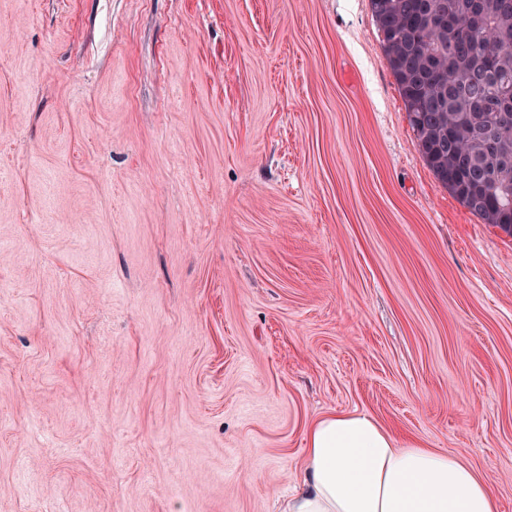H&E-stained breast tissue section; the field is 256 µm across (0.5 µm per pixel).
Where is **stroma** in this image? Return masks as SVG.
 <instances>
[{
    "instance_id": "1",
    "label": "stroma",
    "mask_w": 512,
    "mask_h": 512,
    "mask_svg": "<svg viewBox=\"0 0 512 512\" xmlns=\"http://www.w3.org/2000/svg\"><path fill=\"white\" fill-rule=\"evenodd\" d=\"M350 410L512 512V237L369 0H0V512H278Z\"/></svg>"
}]
</instances>
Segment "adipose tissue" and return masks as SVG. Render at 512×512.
Instances as JSON below:
<instances>
[{
	"label": "adipose tissue",
	"instance_id": "ef3b65f1",
	"mask_svg": "<svg viewBox=\"0 0 512 512\" xmlns=\"http://www.w3.org/2000/svg\"><path fill=\"white\" fill-rule=\"evenodd\" d=\"M297 492L282 512H498L496 495L457 454L398 444L372 415L329 413L307 430Z\"/></svg>",
	"mask_w": 512,
	"mask_h": 512
}]
</instances>
